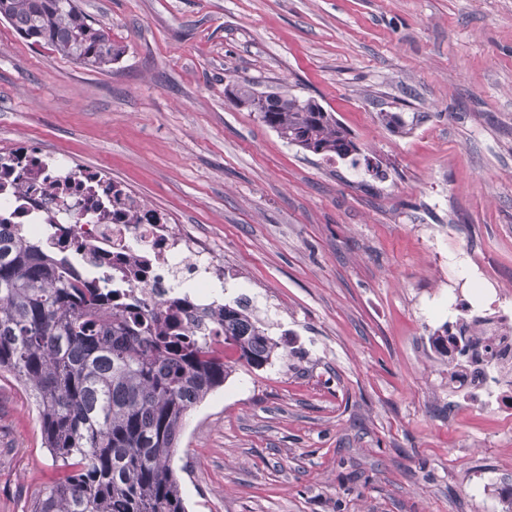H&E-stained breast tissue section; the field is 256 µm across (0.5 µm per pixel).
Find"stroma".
Wrapping results in <instances>:
<instances>
[{
  "instance_id": "obj_1",
  "label": "stroma",
  "mask_w": 512,
  "mask_h": 512,
  "mask_svg": "<svg viewBox=\"0 0 512 512\" xmlns=\"http://www.w3.org/2000/svg\"><path fill=\"white\" fill-rule=\"evenodd\" d=\"M79 3L125 54L90 70L0 20V154L67 155L207 238L283 345L187 413V512H504L512 428L429 338L484 303L449 297L462 266L512 308V0ZM241 78L315 98L363 162L287 144ZM60 474L0 373V512ZM232 86H234V88H233L234 95L238 99L244 100V102H241V101L237 100L231 94ZM254 93L255 92H254V89L252 87V83L250 81L246 80V79H243L241 81H237L234 84L230 85L229 88H228V95L233 100V102L237 106L243 107V108H247L249 110H253L255 108V105H258V104H264L265 105L267 100L272 98L275 95L274 93H263V94L256 93L255 101L254 102L248 101V100H250L253 97Z\"/></svg>"
}]
</instances>
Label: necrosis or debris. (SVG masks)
Masks as SVG:
<instances>
[{"mask_svg":"<svg viewBox=\"0 0 512 512\" xmlns=\"http://www.w3.org/2000/svg\"><path fill=\"white\" fill-rule=\"evenodd\" d=\"M28 178L37 191L33 199L0 194V210L24 208L36 219L30 225L39 236L53 220L52 250L67 249L92 284L107 281L134 298L140 311L173 310L189 325L205 329L216 349L224 347V326L212 284L224 278V264L209 242L193 233L175 234L168 224H104L96 219L92 199L77 184L85 171L62 157L29 152ZM461 388L475 389L503 409L512 406V368L497 366L483 372L469 369Z\"/></svg>","mask_w":512,"mask_h":512,"instance_id":"obj_1","label":"necrosis or debris"}]
</instances>
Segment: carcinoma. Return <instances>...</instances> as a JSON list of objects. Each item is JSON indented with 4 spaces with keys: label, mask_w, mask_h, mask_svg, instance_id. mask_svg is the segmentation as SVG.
<instances>
[{
    "label": "carcinoma",
    "mask_w": 512,
    "mask_h": 512,
    "mask_svg": "<svg viewBox=\"0 0 512 512\" xmlns=\"http://www.w3.org/2000/svg\"><path fill=\"white\" fill-rule=\"evenodd\" d=\"M0 18L24 39L87 68L107 71L125 53L78 0H0ZM311 98L280 94L276 110L257 113L290 145L346 159L359 151L352 133ZM24 190L26 168L13 154L0 170ZM112 220L139 224V211L168 223L119 183ZM0 371L23 383L37 407L46 448L64 476L45 488L31 512H186L171 461L187 412L224 385L236 366L261 369L280 343L241 300L224 304L227 360L206 334L161 308L129 315L103 303L64 256H51L26 237L21 214L0 210ZM457 357L476 365L492 349L477 348L476 322H456Z\"/></svg>",
    "instance_id": "cac0c4a2"
}]
</instances>
